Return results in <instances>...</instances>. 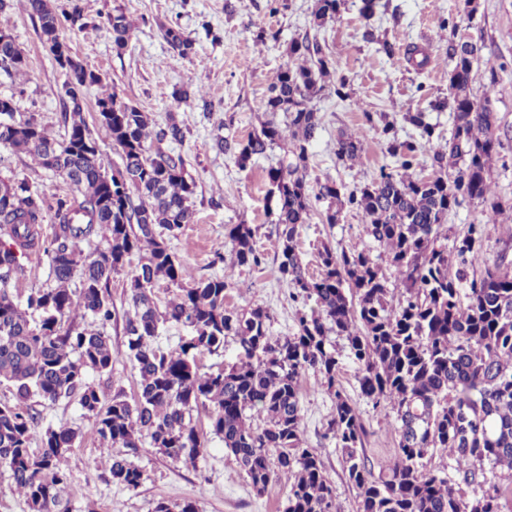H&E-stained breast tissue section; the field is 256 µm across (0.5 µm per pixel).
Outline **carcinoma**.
Wrapping results in <instances>:
<instances>
[{"instance_id": "cac0c4a2", "label": "carcinoma", "mask_w": 512, "mask_h": 512, "mask_svg": "<svg viewBox=\"0 0 512 512\" xmlns=\"http://www.w3.org/2000/svg\"><path fill=\"white\" fill-rule=\"evenodd\" d=\"M25 2L39 22L43 48L60 62L58 50L68 42L51 0ZM342 5L343 0H315L312 27H323ZM108 21L120 51L130 23L122 12ZM163 36L180 57L192 54L193 43L179 30L167 27ZM477 53L472 43L448 47L455 112L448 152L435 149L440 134L425 113L409 112L406 121L420 139L399 138L391 124L383 130L397 172H381L344 201L336 182L319 187V197L329 201L326 223H336L337 204L368 218L366 233L384 248L405 294L396 307L387 300V277L370 251L325 245L315 277L297 251L299 228L310 211L309 147L321 129L312 101L336 72L317 38L292 40L288 60L274 75L265 108L273 117L283 114L284 124L271 119L245 141L217 138L218 149L242 164L286 137L291 141V158L267 172L277 197L275 257L281 278L294 289L292 297L312 299L317 306L298 317L292 336L272 335L271 314L261 306L246 314L229 309V275L183 283L181 263L157 238L155 226L176 238L194 218L195 184L185 160L161 147L185 139L178 122L154 127L146 113L118 101L112 85L90 70L62 98L63 135H51L32 115L0 125V149L25 154L64 183L62 192L48 199L24 179L0 178V380L12 384L16 400L0 403V470L8 471L30 512H70V473L63 463L77 437L71 428L43 426L41 412L30 404L36 398H73L94 417L103 447L112 453V480L129 490L142 483L143 472L131 457L146 439L174 463L194 465L205 455L193 420L202 409L257 494L278 473L288 481L285 512H339L324 464L301 435L298 394L311 370L335 396L326 431L341 449L358 512H503L512 487L488 479L485 468L512 471V260L502 256L477 269L485 224L468 225L450 247L439 243L440 228L459 198H486L484 172L499 145L494 113L474 106L469 97ZM403 60L422 71L429 56L410 44ZM30 64L11 36L0 33V65L21 71ZM94 85L100 88L95 132L83 116L87 89ZM105 140L123 159V167L111 174L100 158ZM426 148L439 168L447 154L462 166L446 177H415L412 170ZM360 150L351 137L336 142L341 160ZM48 219L53 232L45 239L42 224ZM229 236L237 265L264 263L250 225H235ZM135 253L139 264L129 282L124 355L139 373L137 397L131 403L117 394L105 402L86 373L112 370V345L101 332L114 316L108 288ZM33 254L48 258L49 282L21 304L10 284L21 269L19 259ZM161 277L177 286L163 311L153 298ZM165 322L190 328L171 351L156 344ZM331 330L346 336L366 397L375 406L387 402L396 412L395 462L384 475H374L361 456L366 431L357 407L337 384L339 361L327 343ZM229 336L239 343L238 363L199 372L197 355L220 353ZM253 412L264 416L263 426L248 423ZM37 436L42 447L35 453L30 445ZM437 448L453 452L457 479L425 469V457ZM461 484L479 491L467 498L457 489Z\"/></svg>"}]
</instances>
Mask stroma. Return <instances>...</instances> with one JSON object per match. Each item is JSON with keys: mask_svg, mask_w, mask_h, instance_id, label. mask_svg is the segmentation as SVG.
<instances>
[{"mask_svg": "<svg viewBox=\"0 0 512 512\" xmlns=\"http://www.w3.org/2000/svg\"><path fill=\"white\" fill-rule=\"evenodd\" d=\"M315 0H285L277 14H270L267 0H53L59 12L79 10L88 29L72 35L71 51L87 69L105 76L119 96L147 112L153 123L165 125L175 119L186 129L183 142L167 144V151L182 155L195 182L193 223L167 244L185 271L186 281L232 272L235 281L226 297L230 308L241 313L257 306L272 315L270 331L291 336L298 329V315L311 312V304L293 302L290 287L278 272L274 258L277 243L276 199L269 193V168L277 166L290 147L279 142L266 155L239 165L235 157L221 153L216 135L239 141L257 133L268 121L265 102L272 78L287 59L292 39L310 28ZM391 11L376 8L371 18L360 12L361 0H345L339 13L317 32L325 41L340 73L350 79L349 96L340 101L322 94L313 105L322 128L310 149L306 180L310 215L299 230L298 250L309 272L317 270V255L323 245L339 250H369L373 260L385 264L382 247L364 232L362 213L342 208L336 223H326L327 204L316 194L320 183L336 181L342 191L373 182L382 169H393L381 133L391 123L399 137L415 135L405 120L406 113L425 112L443 139L454 127L452 108L431 109V102L450 97L453 63L449 43L471 42L479 53L473 67L469 94L474 105L489 106L495 116L494 135L499 146L487 164L489 200H498L504 211L490 218L487 202L463 199L448 212L441 229L442 243H452L468 225L487 224L483 260L493 263L499 255L512 259V0H390ZM123 11L132 23L124 50H115L108 17ZM453 18L452 27L442 18ZM175 27L194 44L191 56L174 53L162 30ZM264 39H257L258 29ZM394 46L410 43L424 46L430 64L423 72L405 67L398 56L386 55L365 40L366 30ZM0 32L12 37L27 54L31 65L18 72L0 66V96L12 97L17 115L35 116L54 135L64 132L61 97L65 80L62 69L42 46L37 21L26 11L23 0H12L0 12ZM423 85L425 97L414 93ZM190 91L188 100L174 96L177 89ZM361 139L362 150L353 160L336 157L340 135ZM17 176L45 194L61 192L62 179L34 165L22 154H5L0 159V176ZM251 225L256 246L266 262L261 267L234 263L229 229ZM223 253L215 262V253ZM128 273L113 277L109 293L117 322L105 330L114 350L111 372L90 374L89 380L104 400L120 394L133 400L139 375L125 358L126 336L121 322L129 308ZM339 359L338 381L358 408L367 429L364 451L373 473L391 465L398 443L395 414L390 405L373 407L359 384L356 365L348 357L345 336L331 335ZM334 398L321 375L310 372L299 391L301 429L307 447L322 459L325 473L336 488L341 512H357L356 491L346 479L335 440L326 433V422ZM45 423L66 426L77 433L67 456L71 473L72 512H154L158 501L175 504L194 501L198 512H284L288 484L273 481L264 494H256L234 456L214 435L206 414L195 417L207 452L196 465L172 463L150 445H143L133 461L143 471L141 486L127 490L112 480L107 457L93 417L84 415L76 400L38 401Z\"/></svg>", "mask_w": 512, "mask_h": 512, "instance_id": "1", "label": "stroma"}]
</instances>
